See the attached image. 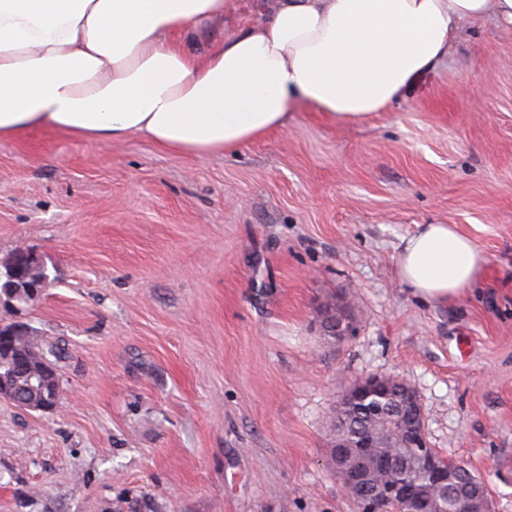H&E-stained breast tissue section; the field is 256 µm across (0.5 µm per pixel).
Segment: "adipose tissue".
I'll list each match as a JSON object with an SVG mask.
<instances>
[{"mask_svg": "<svg viewBox=\"0 0 512 512\" xmlns=\"http://www.w3.org/2000/svg\"><path fill=\"white\" fill-rule=\"evenodd\" d=\"M229 0H0V139L54 129L224 153L311 107L346 123L386 111L448 57L468 23L512 31V0H271L206 55L180 41ZM486 254L453 224L404 238L396 276L441 303Z\"/></svg>", "mask_w": 512, "mask_h": 512, "instance_id": "1", "label": "adipose tissue"}]
</instances>
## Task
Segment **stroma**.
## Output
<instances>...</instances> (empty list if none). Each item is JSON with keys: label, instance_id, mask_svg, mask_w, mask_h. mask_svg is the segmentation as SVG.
<instances>
[{"label": "stroma", "instance_id": "stroma-1", "mask_svg": "<svg viewBox=\"0 0 512 512\" xmlns=\"http://www.w3.org/2000/svg\"><path fill=\"white\" fill-rule=\"evenodd\" d=\"M265 10L230 0L192 49ZM429 223L488 257L445 303L396 277ZM18 250L50 275L19 319L61 349V399H0V512H354L328 417L373 375L512 512V32L493 21L361 122L305 108L224 154L1 139L0 260ZM0 398L8 400L12 403H16L17 405L29 409L32 411L39 412H50L53 411L59 404L61 398V390L60 386L54 387L53 385L50 387V396L48 399L44 400L41 404L37 406H29L26 403H23L19 400V397L16 392L9 389L5 383L3 382L2 377V387H1V377H0Z\"/></svg>", "mask_w": 512, "mask_h": 512}]
</instances>
